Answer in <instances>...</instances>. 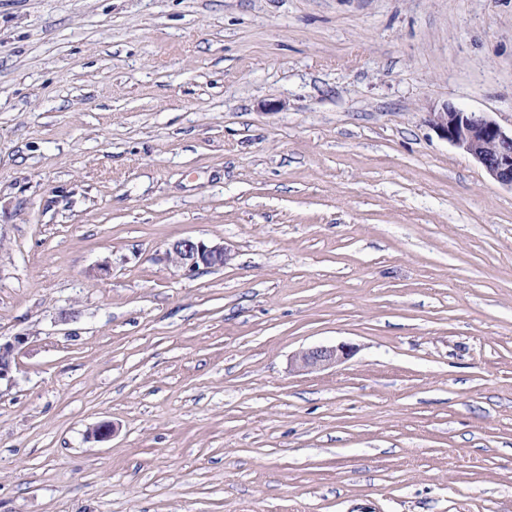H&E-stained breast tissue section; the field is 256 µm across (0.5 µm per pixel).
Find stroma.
<instances>
[{
	"mask_svg": "<svg viewBox=\"0 0 512 512\" xmlns=\"http://www.w3.org/2000/svg\"><path fill=\"white\" fill-rule=\"evenodd\" d=\"M448 105L512 128V0H0V512H512V188ZM430 123L440 136L479 162L492 179L512 188V129L508 134L485 113L453 106L431 113ZM165 259L185 275L194 276L201 269L224 267L231 254L224 241L187 237L171 243L166 249ZM27 338L15 336L12 340L2 342L0 338V384L2 380L11 382L13 380L14 368L17 365L21 345ZM353 353L354 348L348 344L312 347L298 352L293 364L298 373H314L343 363Z\"/></svg>",
	"mask_w": 512,
	"mask_h": 512,
	"instance_id": "1",
	"label": "stroma"
}]
</instances>
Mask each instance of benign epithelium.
I'll use <instances>...</instances> for the list:
<instances>
[{
	"label": "benign epithelium",
	"mask_w": 512,
	"mask_h": 512,
	"mask_svg": "<svg viewBox=\"0 0 512 512\" xmlns=\"http://www.w3.org/2000/svg\"><path fill=\"white\" fill-rule=\"evenodd\" d=\"M430 123L440 136L479 162L492 179L512 188V133L483 112H466L453 106L431 113ZM165 259L193 276L202 269L223 267L231 254L221 241L187 237L171 243ZM25 341L22 336L0 341V381L13 380ZM353 353L354 348L348 344L312 347L298 352L293 364L298 373H314L343 363Z\"/></svg>",
	"instance_id": "1"
}]
</instances>
